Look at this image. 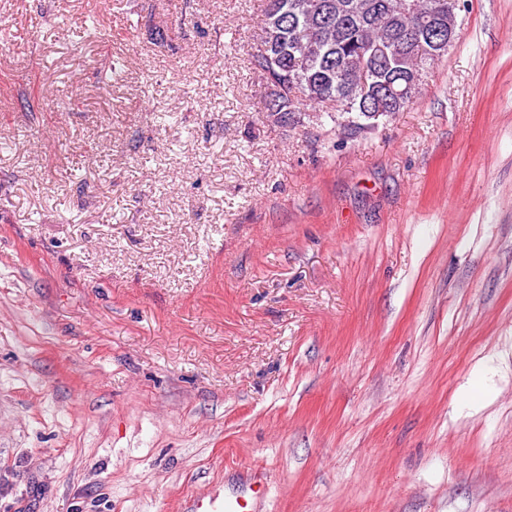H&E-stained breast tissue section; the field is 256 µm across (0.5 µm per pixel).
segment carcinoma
<instances>
[{"mask_svg": "<svg viewBox=\"0 0 512 512\" xmlns=\"http://www.w3.org/2000/svg\"><path fill=\"white\" fill-rule=\"evenodd\" d=\"M457 36L460 0H268L251 64L270 89L268 117L301 122L321 105L343 130L371 128L403 111L427 67L448 55L421 33L434 12Z\"/></svg>", "mask_w": 512, "mask_h": 512, "instance_id": "carcinoma-1", "label": "carcinoma"}]
</instances>
